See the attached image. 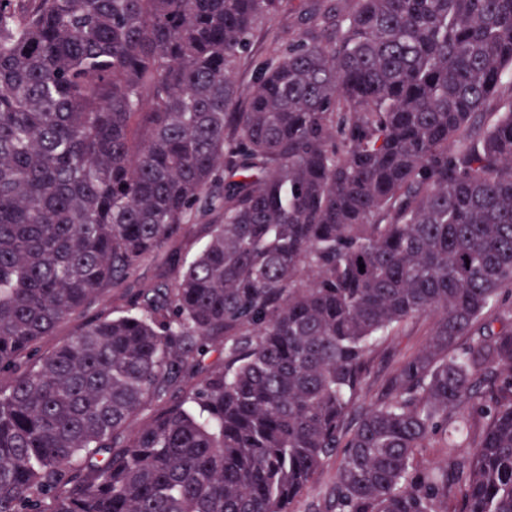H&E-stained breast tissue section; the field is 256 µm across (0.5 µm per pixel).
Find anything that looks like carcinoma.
<instances>
[{
  "label": "carcinoma",
  "instance_id": "1",
  "mask_svg": "<svg viewBox=\"0 0 512 512\" xmlns=\"http://www.w3.org/2000/svg\"><path fill=\"white\" fill-rule=\"evenodd\" d=\"M287 4L0 0V512H291L337 453L324 512H512V0L316 4L240 90ZM309 4L308 0H291L271 22L255 31L250 49L236 70V82L241 88L246 89L253 82L251 59L266 54L275 33H280L288 41L289 37L298 36L306 28ZM213 216L198 214L194 224L191 238L185 241L170 242L161 252L145 261L137 272L129 278L121 288H106L101 300L84 315L60 324L51 335L45 336L39 344L40 353L51 351L77 330L78 326L94 317L105 308L116 312L124 309L127 300L146 286H160L171 288L173 284V270L188 262L208 240L206 224H212ZM436 319L433 314L413 317L379 343L371 358L370 388L365 398L366 403L376 402L385 392L399 365L424 346Z\"/></svg>",
  "mask_w": 512,
  "mask_h": 512
}]
</instances>
